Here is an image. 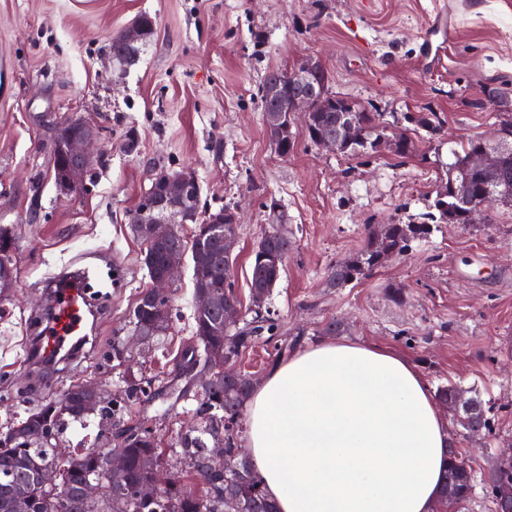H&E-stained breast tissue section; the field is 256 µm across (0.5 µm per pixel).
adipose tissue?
I'll use <instances>...</instances> for the list:
<instances>
[{
  "instance_id": "ef3b65f1",
  "label": "adipose tissue",
  "mask_w": 512,
  "mask_h": 512,
  "mask_svg": "<svg viewBox=\"0 0 512 512\" xmlns=\"http://www.w3.org/2000/svg\"><path fill=\"white\" fill-rule=\"evenodd\" d=\"M247 446L278 512H433L449 445L417 365L322 341L277 363L247 401Z\"/></svg>"
}]
</instances>
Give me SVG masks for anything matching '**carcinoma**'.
Instances as JSON below:
<instances>
[{"label":"carcinoma","instance_id":"obj_1","mask_svg":"<svg viewBox=\"0 0 512 512\" xmlns=\"http://www.w3.org/2000/svg\"><path fill=\"white\" fill-rule=\"evenodd\" d=\"M137 41L119 44L112 39V61L126 63L137 52L136 43H144L154 29V22L142 16L138 23ZM277 86L282 96L301 90L288 84V73L269 72L258 93L261 107H266L268 88ZM501 149L495 169L483 171L475 168L476 155L489 149L482 139L467 143L462 150L453 152L454 161L448 164L445 190L438 193L431 210L424 214L420 224H383L367 227L362 248L356 255L336 264L328 275L327 287L344 288L382 264L388 257L408 252L414 242L425 241L437 224L467 223V206L462 200L478 199L489 192L499 198L506 207L512 206V121L500 125ZM336 135V151L351 157L365 156L378 151L383 140L389 137L388 128L381 121V114L370 112L348 100L329 93L323 86L318 111L312 113L306 135L313 143ZM269 224L252 251L249 277V314L238 322L224 325V309L216 307L207 311H193V333L190 341L179 352L176 364L202 368L207 365L209 351L213 347L224 349L229 371L214 373L207 388L209 400L200 402L193 409L197 424L177 433L173 447L180 449L186 466L174 474L163 466L169 449L152 446L151 434L144 431L139 439L122 444L121 450L128 458L125 476L113 481L107 477L106 456L112 451V439L106 438L98 448H87L69 456L62 463L57 445L63 427L81 423L88 418L82 409L81 384H71L59 396L43 399L29 409L27 416L6 425L12 431L0 436V512H9L8 502L14 493H22L29 500V512H274V505L267 498L261 476L252 463L240 468V472L216 474L209 470L208 451L211 443H223L227 460L237 461V449L242 429V413L251 392V376L236 368L239 356L255 347L261 340H271L279 331L277 319L267 309V301L280 281L288 254L294 241L281 236L279 230V204L269 205ZM224 214V234L236 236L239 221L237 213L227 207L214 212L200 210V193L185 203V223L194 225L191 238L178 231L166 240L140 238L144 245V257L153 258L148 272H159L163 255L172 248L195 252L199 248L200 226L209 218ZM12 238L8 230L0 229V266L15 268L12 255ZM234 259L213 261L203 271L192 270L193 285L204 282L216 293L222 303L240 306L233 279ZM172 308V296L156 297L148 288L140 290L135 305L129 313V323L135 333L148 345H161L171 323H157L153 312L160 308ZM162 380L154 377L140 378L128 384L124 395L105 398L97 417L112 421L120 430L135 429L140 424L127 420L131 409L148 404L158 395ZM460 390L452 385H442L436 390V399L449 408L461 406ZM468 403L475 409L468 427L479 432L490 430V418L485 407L477 399ZM60 465L63 473L60 482L66 489L51 488L42 484L40 471L48 466ZM97 476L104 481L106 491L101 499L87 502L78 494L86 478ZM166 484L164 495L145 500L137 497L136 487L145 482ZM485 487L490 495L494 512H504L512 506V460L494 459L485 475ZM474 493L471 469L459 457L456 446L448 449V464L442 475L441 495L436 512H445L448 501L461 505Z\"/></svg>","mask_w":512,"mask_h":512}]
</instances>
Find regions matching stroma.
Instances as JSON below:
<instances>
[{
	"label": "stroma",
	"mask_w": 512,
	"mask_h": 512,
	"mask_svg": "<svg viewBox=\"0 0 512 512\" xmlns=\"http://www.w3.org/2000/svg\"><path fill=\"white\" fill-rule=\"evenodd\" d=\"M437 0H0V55L9 84L0 89V226L14 242L17 277L0 298V427L40 395L71 381L125 389L139 377H164L191 335L192 267L174 285L172 327L160 346L107 369L113 338L130 336L128 315L149 278L130 217L154 173L192 171L201 208L241 216L234 253L236 291L248 300L252 250L277 202L296 240L269 308L280 332L239 358L238 368L266 376L275 348L318 343L331 320L344 341L375 343L413 361L430 387L453 385L489 410L490 434L468 437L457 413L449 433L483 479L498 449L512 445V210L487 222L441 224L370 276L331 288L327 276L355 255L366 225L419 219L445 186L449 146L483 139L512 109L494 88L512 84V0H457L458 27L444 66L428 69L421 37ZM156 22L151 40L124 66L109 45L141 15ZM319 59L329 90L381 113L411 134L417 152L390 150L352 158L322 148L294 128L280 155L264 124L258 86L266 73ZM434 112L439 129L410 117ZM82 118L101 130L103 160L85 192L61 196L50 172L53 123ZM134 132L138 150L123 149ZM107 257L122 272L100 304L96 335L73 363L48 371L39 392L26 364L42 287L63 268ZM195 401L165 410L137 407L135 420L164 445L193 424Z\"/></svg>",
	"instance_id": "35a3bbf8"
}]
</instances>
